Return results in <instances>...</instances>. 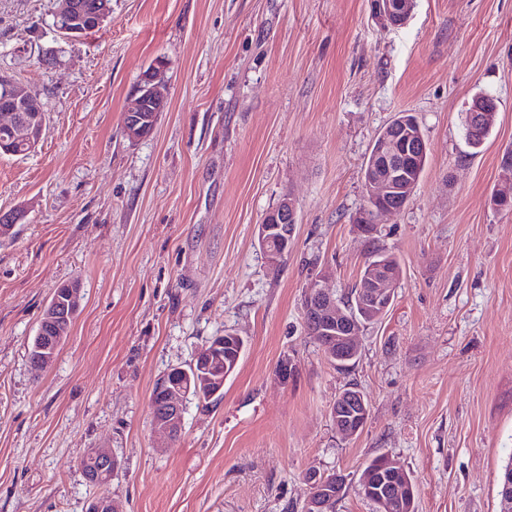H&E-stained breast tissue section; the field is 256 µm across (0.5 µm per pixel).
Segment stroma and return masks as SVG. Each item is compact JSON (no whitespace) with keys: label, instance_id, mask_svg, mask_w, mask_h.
Returning a JSON list of instances; mask_svg holds the SVG:
<instances>
[{"label":"stroma","instance_id":"1","mask_svg":"<svg viewBox=\"0 0 512 512\" xmlns=\"http://www.w3.org/2000/svg\"><path fill=\"white\" fill-rule=\"evenodd\" d=\"M54 0H0V74L36 93L47 125L0 156V512H87L80 462L110 449L123 512H302L306 478L348 477L332 512L384 454L413 477L417 512H500L512 460V212L492 194L512 149V0H416L407 22L371 0H112L77 40ZM162 63L168 103L132 142L121 114ZM497 101L480 148L462 114ZM428 146L419 185L371 235L362 166L398 113ZM291 196V251L271 268L257 233ZM401 266L394 302L346 372L303 324L309 283L343 294L371 251ZM80 308L54 361L29 360L61 283ZM245 348L220 400H185L184 427L151 430L150 395L208 340ZM292 366L281 379V362ZM369 418L339 435L337 395ZM346 401H349L350 404H356L361 410V419L356 424L352 425L349 422H345L344 416L340 413V408ZM367 417L368 407L366 406L364 397L361 394L351 392L344 393L336 397V400L333 403V420L336 424V431L341 435L353 437L358 434L362 430Z\"/></svg>","mask_w":512,"mask_h":512}]
</instances>
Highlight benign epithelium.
Here are the masks:
<instances>
[{"label":"benign epithelium","mask_w":512,"mask_h":512,"mask_svg":"<svg viewBox=\"0 0 512 512\" xmlns=\"http://www.w3.org/2000/svg\"><path fill=\"white\" fill-rule=\"evenodd\" d=\"M375 17L386 23L400 25L413 11V0H372ZM110 15L99 11L94 15L76 12L72 0H57L53 27L65 39L75 40L93 28H99L109 21ZM156 63L141 77L130 105L122 117L123 134L130 141H139L151 135L157 125V113L148 110L150 103H164L165 96L155 82ZM27 111L31 115L13 107L0 109V128L9 133L0 143V150L8 155L24 156L35 150L46 127L47 115L36 99L27 100ZM426 152L422 138L406 126L396 135L379 133L370 168L363 174L368 206L373 208L374 220L385 213L396 210L389 200L403 190L414 186L418 181V164ZM296 223V207L291 198H285L270 210L258 225V242L262 247L276 240L280 249L265 252L267 262L273 268L279 266L293 243ZM400 279L398 267L386 261H375L367 266L363 277V291L357 306L350 311L343 307L336 295L323 288L319 281L308 285L304 298V319L309 330L319 343L327 349V354L336 362H344L349 356L359 352L358 337L362 332L361 319L369 317L381 319L387 312L395 296ZM79 289L71 284L64 289H55L52 300L43 312L30 361L33 366L42 368L56 356L57 345L73 321L78 308ZM182 384L170 386L164 376L157 383L158 398L152 405V425L154 429L168 437L182 431L184 426L183 396L191 390L192 381H200L199 373L181 370ZM349 402L360 408L361 419L356 424L344 421L341 406ZM368 417V407L364 397L355 392L336 397L333 403V420L336 431L353 437L358 434ZM90 471L86 473L89 482L96 483L109 477L117 461L107 448H93L87 454ZM336 475L324 478L318 475L309 477L313 487L309 489L305 510L307 512H328L335 500L331 487Z\"/></svg>","instance_id":"1"}]
</instances>
